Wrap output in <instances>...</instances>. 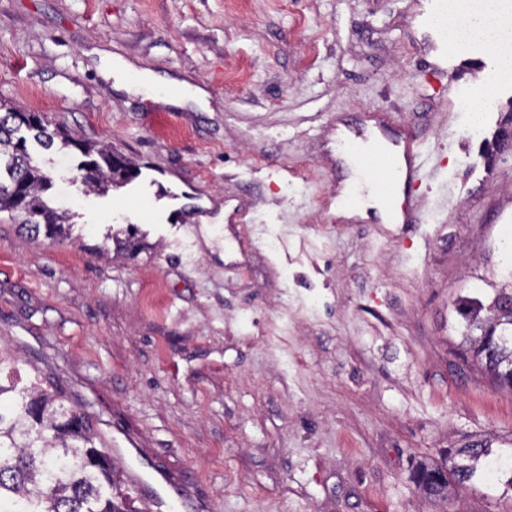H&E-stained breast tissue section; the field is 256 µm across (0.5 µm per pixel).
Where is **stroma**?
I'll return each instance as SVG.
<instances>
[{"label":"stroma","instance_id":"stroma-1","mask_svg":"<svg viewBox=\"0 0 512 512\" xmlns=\"http://www.w3.org/2000/svg\"><path fill=\"white\" fill-rule=\"evenodd\" d=\"M428 0H0V96L105 141L165 191L142 222L87 189L77 151L32 155L68 238L0 214V343L24 379L91 403L206 512H512L497 482L423 493L417 463L512 451V391L460 348L459 299L512 266V155L486 163L512 86L464 94L480 52L437 62ZM125 64L197 90L165 102L105 78ZM387 119L440 161L417 224L340 215L336 128ZM205 219L166 223L186 197ZM136 249L102 251L106 235Z\"/></svg>","mask_w":512,"mask_h":512}]
</instances>
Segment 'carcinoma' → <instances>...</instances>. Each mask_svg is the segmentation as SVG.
<instances>
[{
  "label": "carcinoma",
  "mask_w": 512,
  "mask_h": 512,
  "mask_svg": "<svg viewBox=\"0 0 512 512\" xmlns=\"http://www.w3.org/2000/svg\"><path fill=\"white\" fill-rule=\"evenodd\" d=\"M25 114L30 137L44 149L56 142L72 147L85 160L84 183L103 193L116 179L112 147L96 145L56 128L39 112H23L0 98V212L11 214L19 231L31 238L66 235L73 224L66 211L50 206L52 180L34 164L18 141L15 120ZM40 215L45 223L33 222ZM465 321L461 346L500 387V370L512 365V287L499 288L489 302L466 298L457 308ZM19 360L0 348V512H129L128 498L118 491L112 456L100 449L86 405L67 407L58 390L23 382ZM492 453L483 443L450 448L448 465L420 463L413 480L426 494L448 493V476L466 486L483 476L481 462Z\"/></svg>",
  "instance_id": "obj_1"
}]
</instances>
